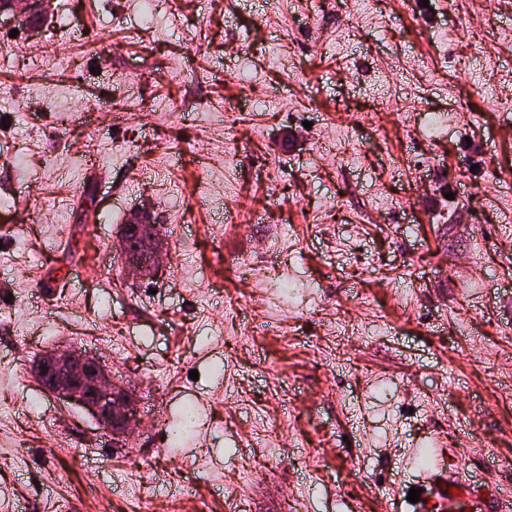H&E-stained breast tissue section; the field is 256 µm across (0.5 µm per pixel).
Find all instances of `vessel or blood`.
Segmentation results:
<instances>
[{"label":"vessel or blood","instance_id":"b4317fda","mask_svg":"<svg viewBox=\"0 0 512 512\" xmlns=\"http://www.w3.org/2000/svg\"><path fill=\"white\" fill-rule=\"evenodd\" d=\"M419 512H512V487L457 470L426 473Z\"/></svg>","mask_w":512,"mask_h":512}]
</instances>
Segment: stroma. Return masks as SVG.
Instances as JSON below:
<instances>
[{
    "label": "stroma",
    "mask_w": 512,
    "mask_h": 512,
    "mask_svg": "<svg viewBox=\"0 0 512 512\" xmlns=\"http://www.w3.org/2000/svg\"><path fill=\"white\" fill-rule=\"evenodd\" d=\"M371 11L0 18V512H384L426 448L512 482V0ZM136 210L168 261L131 279ZM62 344L132 386L128 439L36 380Z\"/></svg>",
    "instance_id": "1"
}]
</instances>
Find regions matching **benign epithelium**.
I'll list each match as a JSON object with an SVG mask.
<instances>
[{
  "instance_id": "benign-epithelium-1",
  "label": "benign epithelium",
  "mask_w": 512,
  "mask_h": 512,
  "mask_svg": "<svg viewBox=\"0 0 512 512\" xmlns=\"http://www.w3.org/2000/svg\"><path fill=\"white\" fill-rule=\"evenodd\" d=\"M44 0H9L0 7L5 13L25 17L43 12ZM130 233L137 239L148 241L152 250L145 259L130 257L128 270L145 275L153 270L162 258L163 242L159 231L152 224H145L132 216ZM44 375L38 381L64 401L84 409L102 429L115 434H127L134 422V413L126 390L112 381V375L96 356L69 350L53 349L41 357Z\"/></svg>"
}]
</instances>
